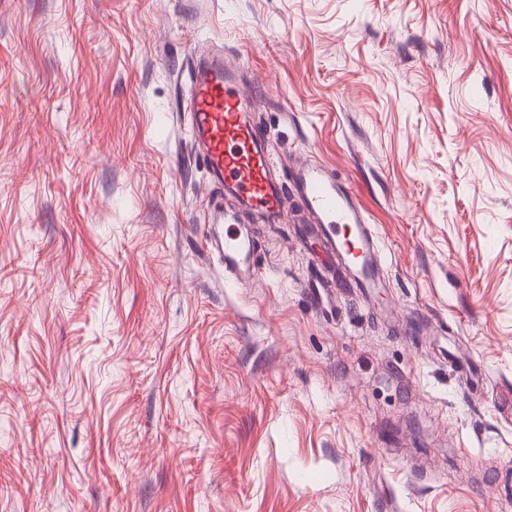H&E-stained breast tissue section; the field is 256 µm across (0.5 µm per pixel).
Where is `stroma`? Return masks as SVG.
Wrapping results in <instances>:
<instances>
[{"label": "stroma", "mask_w": 512, "mask_h": 512, "mask_svg": "<svg viewBox=\"0 0 512 512\" xmlns=\"http://www.w3.org/2000/svg\"><path fill=\"white\" fill-rule=\"evenodd\" d=\"M213 51L385 287L229 197L225 282ZM0 512H512V0H0ZM290 190L294 207L310 219L308 242L321 243L339 257L353 288H382L374 230L347 188L322 163L309 162L294 168ZM206 249L224 264V280L234 286L248 282L253 274L252 243L247 231L228 224L222 235L218 231L205 241Z\"/></svg>", "instance_id": "1"}]
</instances>
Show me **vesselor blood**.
Listing matches in <instances>:
<instances>
[{
    "label": "vessel or blood",
    "mask_w": 512,
    "mask_h": 512,
    "mask_svg": "<svg viewBox=\"0 0 512 512\" xmlns=\"http://www.w3.org/2000/svg\"><path fill=\"white\" fill-rule=\"evenodd\" d=\"M186 110L203 164L218 185L273 219L290 205L302 210L312 225L311 240L339 257L353 287H380L375 233L359 204L318 162L297 165L289 187L279 185L263 133L246 116L237 73L222 58H196ZM205 245L223 263L225 281L239 286L252 278V243L239 225H227Z\"/></svg>",
    "instance_id": "vessel-or-blood-1"
}]
</instances>
